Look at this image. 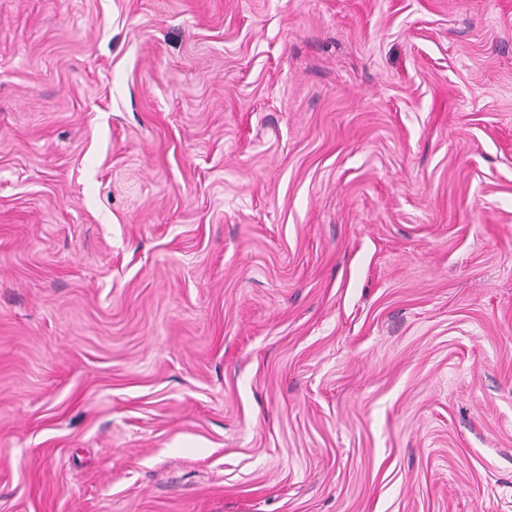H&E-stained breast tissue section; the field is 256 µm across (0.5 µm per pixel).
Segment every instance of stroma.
<instances>
[{
  "mask_svg": "<svg viewBox=\"0 0 512 512\" xmlns=\"http://www.w3.org/2000/svg\"><path fill=\"white\" fill-rule=\"evenodd\" d=\"M0 512H512V0H0Z\"/></svg>",
  "mask_w": 512,
  "mask_h": 512,
  "instance_id": "1",
  "label": "stroma"
}]
</instances>
